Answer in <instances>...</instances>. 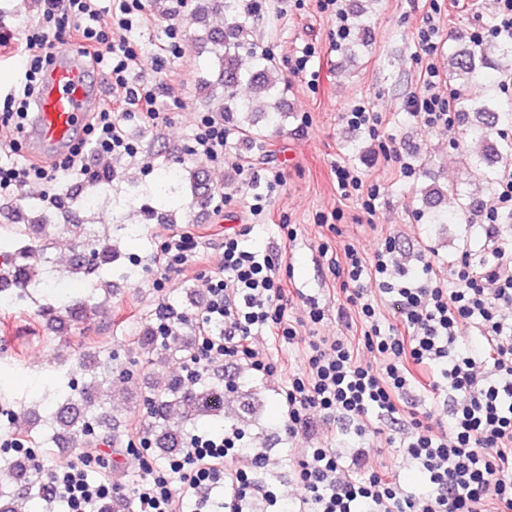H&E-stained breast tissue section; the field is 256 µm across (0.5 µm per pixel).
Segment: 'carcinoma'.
I'll use <instances>...</instances> for the list:
<instances>
[{
    "label": "carcinoma",
    "mask_w": 512,
    "mask_h": 512,
    "mask_svg": "<svg viewBox=\"0 0 512 512\" xmlns=\"http://www.w3.org/2000/svg\"><path fill=\"white\" fill-rule=\"evenodd\" d=\"M379 0H366L352 10L353 35L345 48V57L355 59L368 52L367 33L373 16L374 5ZM195 29L192 41L197 56L207 54L208 65L204 74L197 77V89L206 93L207 111L218 119L231 124L248 141L265 137L264 128L283 123L289 105L286 100V85L281 78L274 58L254 41L255 17L244 8L243 0H193L191 9ZM224 17V27L207 23L210 16ZM448 84L456 89L455 111L462 123L467 149L477 157L472 185L468 191L457 186L441 185L432 175L427 164L418 165V187L416 194L420 211L432 224L448 223V210L444 204L448 194L459 201L460 210L474 209L483 194L489 192L502 168L512 161V139L494 135L501 123L512 122V104L505 105L497 92L499 81L487 77V70L505 73L512 70V42L497 39L483 42L475 39H459L449 50ZM247 86L250 96L243 98L239 89ZM158 165L167 170L164 182L154 185L156 196L165 200L172 195L190 191L191 201L199 206L208 205L214 196V188L200 172L182 166L168 168V159L156 155ZM74 199L62 192L51 205L33 201L28 206L39 212V219L32 224L0 225V231L17 239L19 250L14 254H0V290L19 291L25 297L32 286L34 263L44 258L47 244L33 246L37 240L48 237L46 227L52 225L47 212L69 217ZM83 250L74 251L70 273L90 275L106 274L118 259L116 246L100 243L87 237L82 242ZM102 304L99 302H72L58 300L41 309V316L58 332L68 329L79 320H90ZM139 345L146 354L147 364L160 365L165 362L161 348L171 355L191 357V344L178 336H167L158 329V323L150 322L145 327ZM103 369L101 383L110 379L109 367L101 366L97 358L86 355L82 358L80 370L97 378V370ZM70 393L51 416L50 427L55 438L62 434L90 437L109 448L121 444L120 436L112 430L97 398L92 393L93 385L78 387L69 385ZM238 394L244 400L242 407L254 409L248 402L250 393L240 390L236 384L225 388L224 378L212 377L194 391H186L177 379L156 387L146 397L148 404L155 408L151 426L147 431L155 436L156 444L168 454L176 455L184 450L187 423L200 417H212L225 421L234 418L226 394ZM10 463L14 486L0 488V512H18L19 500L28 497L35 488V481L27 465V456L17 455L4 458Z\"/></svg>",
    "instance_id": "carcinoma-1"
}]
</instances>
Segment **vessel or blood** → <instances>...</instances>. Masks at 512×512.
I'll use <instances>...</instances> for the list:
<instances>
[{
	"label": "vessel or blood",
	"instance_id": "obj_1",
	"mask_svg": "<svg viewBox=\"0 0 512 512\" xmlns=\"http://www.w3.org/2000/svg\"><path fill=\"white\" fill-rule=\"evenodd\" d=\"M56 63L43 77L37 109L25 138L30 149L45 152L67 145L86 112L105 98L103 82L80 53L66 46L54 52Z\"/></svg>",
	"mask_w": 512,
	"mask_h": 512
}]
</instances>
